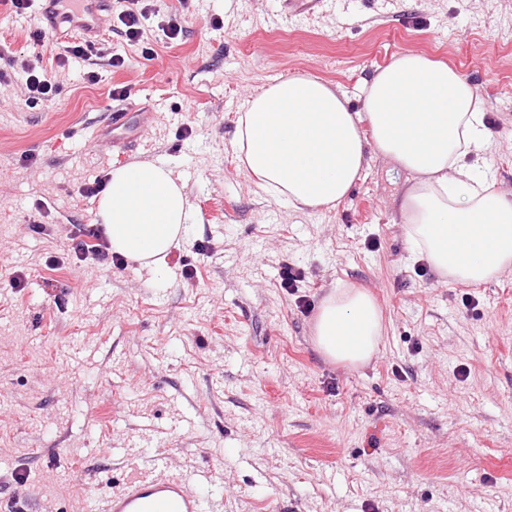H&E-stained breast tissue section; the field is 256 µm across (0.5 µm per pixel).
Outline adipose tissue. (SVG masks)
<instances>
[{
    "label": "adipose tissue",
    "mask_w": 512,
    "mask_h": 512,
    "mask_svg": "<svg viewBox=\"0 0 512 512\" xmlns=\"http://www.w3.org/2000/svg\"><path fill=\"white\" fill-rule=\"evenodd\" d=\"M485 102L454 66L415 52L393 56L362 85V108L310 76L264 88L236 120L234 151L256 185L300 208L339 205L370 155L412 173L400 204L411 248L463 284L512 272V198L471 157L490 148ZM113 253L162 271L193 213L183 183L148 160L113 167L97 203ZM313 334L327 359L361 366L376 352L381 314L365 290L324 298Z\"/></svg>",
    "instance_id": "adipose-tissue-1"
}]
</instances>
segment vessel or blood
Returning a JSON list of instances; mask_svg holds the SVG:
<instances>
[{"label":"vessel or blood","instance_id":"b4317fda","mask_svg":"<svg viewBox=\"0 0 512 512\" xmlns=\"http://www.w3.org/2000/svg\"><path fill=\"white\" fill-rule=\"evenodd\" d=\"M109 0H83L82 19L61 27L52 14H45V29L56 39H82L95 33L100 11ZM209 476L189 472L179 477L168 473L167 458L158 455L148 473L126 484L123 490L104 496L103 512H215V499L201 495V487L211 485Z\"/></svg>","mask_w":512,"mask_h":512}]
</instances>
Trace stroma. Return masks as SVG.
<instances>
[{
    "mask_svg": "<svg viewBox=\"0 0 512 512\" xmlns=\"http://www.w3.org/2000/svg\"><path fill=\"white\" fill-rule=\"evenodd\" d=\"M125 8L111 0L99 36L125 64L98 59L91 85L0 4V512H101L160 450L170 475L223 480L218 512H512V274L466 285L413 259L397 207L412 177L381 157L337 207L299 211L258 192L232 147L272 76L317 77L357 110L363 81L413 51L477 87L512 192V0H353L283 26L278 0H153L149 60ZM14 59L41 60L60 94L29 105ZM116 85L140 142L128 160L170 167L196 215L159 277L67 256V231L98 222L81 187L115 164ZM288 263L311 312L280 286ZM346 287L382 317L360 367L312 336Z\"/></svg>",
    "mask_w": 512,
    "mask_h": 512,
    "instance_id": "35a3bbf8",
    "label": "stroma"
}]
</instances>
